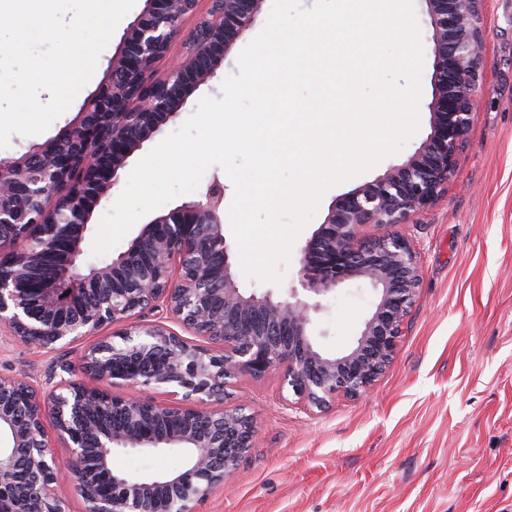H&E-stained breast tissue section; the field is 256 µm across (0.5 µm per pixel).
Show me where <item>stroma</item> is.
Masks as SVG:
<instances>
[{"instance_id": "obj_1", "label": "stroma", "mask_w": 512, "mask_h": 512, "mask_svg": "<svg viewBox=\"0 0 512 512\" xmlns=\"http://www.w3.org/2000/svg\"><path fill=\"white\" fill-rule=\"evenodd\" d=\"M423 48L419 129L396 154L329 188L282 271L281 284L238 275L247 292L282 296L296 285L297 252L335 201L386 173L427 139L434 53L425 4L413 0ZM486 68L471 125L442 195L398 225L414 245L422 280L404 321L396 357L360 400L329 409L288 405L276 374L242 377L233 401L255 415L258 434L234 470L197 512H512V0H482ZM128 23L120 21L98 65L44 132L13 135L0 158L16 157L72 122L82 100L106 83ZM317 345L348 350L374 296L350 281L321 297ZM77 360L12 340L0 331V375L44 378L53 359ZM114 469L176 470L179 456L117 451Z\"/></svg>"}]
</instances>
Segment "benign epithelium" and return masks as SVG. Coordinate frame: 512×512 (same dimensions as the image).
Listing matches in <instances>:
<instances>
[{
  "label": "benign epithelium",
  "mask_w": 512,
  "mask_h": 512,
  "mask_svg": "<svg viewBox=\"0 0 512 512\" xmlns=\"http://www.w3.org/2000/svg\"><path fill=\"white\" fill-rule=\"evenodd\" d=\"M146 2L105 87L86 98L76 120L21 156L0 159V327L50 353L95 336L79 357L83 374L163 399L86 385L73 379L71 361L53 363L41 384L0 375V512H68L62 483L84 512H157L162 497L179 505L170 512H195L253 448V414L243 404L223 406L240 377L276 371L294 404L309 410L366 395L394 359L421 280L414 246L392 227L442 194L470 126L486 64L481 0H423L434 44L431 132L419 151L333 206L301 249L299 286L280 298L239 288L218 181L144 225L110 262L87 268L81 244L95 206L246 37L264 4L208 0L202 14V0ZM190 16L198 22L182 61L157 76L156 61ZM369 226L382 233L366 234ZM350 280L372 288L373 311L355 345L330 355L313 340L322 307L310 296ZM169 318L205 343L173 331ZM112 412L126 423L95 422ZM175 418L179 427H168ZM172 448L188 450L184 469L143 476L112 468L117 449Z\"/></svg>",
  "instance_id": "7a95c632"
}]
</instances>
